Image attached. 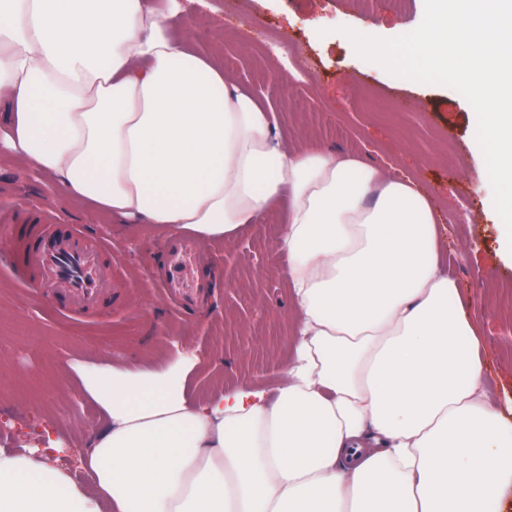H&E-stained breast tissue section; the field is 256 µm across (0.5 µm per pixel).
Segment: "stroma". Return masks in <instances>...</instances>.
I'll return each mask as SVG.
<instances>
[{
  "label": "stroma",
  "instance_id": "obj_1",
  "mask_svg": "<svg viewBox=\"0 0 512 512\" xmlns=\"http://www.w3.org/2000/svg\"><path fill=\"white\" fill-rule=\"evenodd\" d=\"M173 19L174 34L218 55L234 82L272 88L279 127L291 142L358 153L390 165L432 195L442 226V259L476 316L485 379L500 410L512 405V256L485 180L476 114L458 92L410 83L360 58L341 27L415 29L424 0L395 13L388 0H210ZM17 224H74L112 244V302L96 315L60 311L36 282L0 264V449L21 452L60 439L57 466L75 468L78 448L104 423L76 383L75 369L108 361L152 371L196 355L197 398L248 383L274 390L283 377L293 313L279 224L247 225L230 243L204 242L212 282L205 301L180 313L154 282L165 232L112 223L69 198L65 187L0 156V216Z\"/></svg>",
  "mask_w": 512,
  "mask_h": 512
}]
</instances>
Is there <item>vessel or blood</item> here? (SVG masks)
Returning a JSON list of instances; mask_svg holds the SVG:
<instances>
[{"mask_svg": "<svg viewBox=\"0 0 512 512\" xmlns=\"http://www.w3.org/2000/svg\"><path fill=\"white\" fill-rule=\"evenodd\" d=\"M12 238L17 247L8 257L10 264L20 274L48 283L55 299L83 312L110 300L112 270L105 260L111 247L77 228L57 224H16ZM199 260L198 244L191 237H177L165 245L164 292L179 310L191 309L209 286L198 274Z\"/></svg>", "mask_w": 512, "mask_h": 512, "instance_id": "b4317fda", "label": "vessel or blood"}]
</instances>
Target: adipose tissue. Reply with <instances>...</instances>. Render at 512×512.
Here are the masks:
<instances>
[{
    "mask_svg": "<svg viewBox=\"0 0 512 512\" xmlns=\"http://www.w3.org/2000/svg\"><path fill=\"white\" fill-rule=\"evenodd\" d=\"M154 0H0V155L119 224L231 241L281 212L295 311L275 398L198 400L194 362L83 365L87 483L0 450V512H503L512 420L409 176L292 147Z\"/></svg>",
    "mask_w": 512,
    "mask_h": 512,
    "instance_id": "ef3b65f1",
    "label": "adipose tissue"
}]
</instances>
